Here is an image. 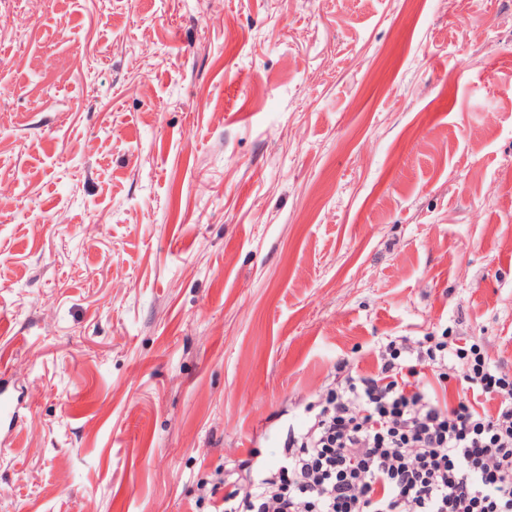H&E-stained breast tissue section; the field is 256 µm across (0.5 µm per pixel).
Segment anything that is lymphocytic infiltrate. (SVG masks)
Returning a JSON list of instances; mask_svg holds the SVG:
<instances>
[{
  "label": "lymphocytic infiltrate",
  "mask_w": 512,
  "mask_h": 512,
  "mask_svg": "<svg viewBox=\"0 0 512 512\" xmlns=\"http://www.w3.org/2000/svg\"><path fill=\"white\" fill-rule=\"evenodd\" d=\"M458 364L468 390L452 404L438 390ZM213 512H512V374L475 339H388L376 373L330 389Z\"/></svg>",
  "instance_id": "obj_1"
}]
</instances>
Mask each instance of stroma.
Listing matches in <instances>:
<instances>
[{
    "label": "stroma",
    "instance_id": "1",
    "mask_svg": "<svg viewBox=\"0 0 512 512\" xmlns=\"http://www.w3.org/2000/svg\"><path fill=\"white\" fill-rule=\"evenodd\" d=\"M447 329L512 371V0H0V512H196ZM18 418V402L15 401L6 383L3 382L1 385L0 378V426L3 423L8 426V429H10L16 423Z\"/></svg>",
    "mask_w": 512,
    "mask_h": 512
}]
</instances>
